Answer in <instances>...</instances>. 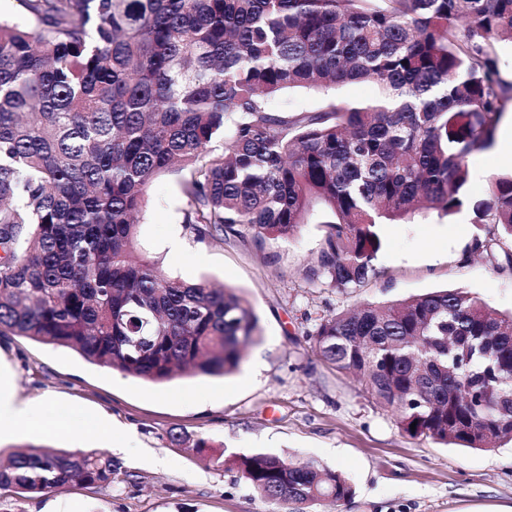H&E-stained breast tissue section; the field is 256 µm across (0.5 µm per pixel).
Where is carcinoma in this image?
I'll return each instance as SVG.
<instances>
[{
    "mask_svg": "<svg viewBox=\"0 0 512 512\" xmlns=\"http://www.w3.org/2000/svg\"><path fill=\"white\" fill-rule=\"evenodd\" d=\"M25 2L32 21L0 17V335L156 384L178 371L230 375L259 336L234 289L132 259L154 177L184 173V224L200 238L287 239L323 209L327 234L303 276L346 291L378 274L380 225L467 205L468 159L494 145L512 99L494 45L512 37V0ZM353 81L382 93L292 116L268 107L291 89ZM508 167L472 207L484 232L474 249H500L502 271ZM306 336L410 437L481 450L512 441V315L472 293L366 302ZM233 464L273 503L354 494L317 460ZM116 471L99 452L31 446L0 465V489L110 486Z\"/></svg>",
    "mask_w": 512,
    "mask_h": 512,
    "instance_id": "carcinoma-1",
    "label": "carcinoma"
}]
</instances>
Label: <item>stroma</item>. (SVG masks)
Listing matches in <instances>:
<instances>
[{
    "mask_svg": "<svg viewBox=\"0 0 512 512\" xmlns=\"http://www.w3.org/2000/svg\"><path fill=\"white\" fill-rule=\"evenodd\" d=\"M507 155L469 159L468 196L485 199ZM182 176H156L147 189L136 253L168 275L234 289L258 318L259 339L228 376L180 375L152 384L100 367L76 352L11 333L0 335V362L12 370L22 403L43 407L34 431L0 439V457L33 445L96 450L112 457V486L71 483L40 497L0 490V512H292L261 497L235 456L273 453L315 458L348 476L353 496L325 499L308 512H506L512 507V442L492 450L462 448L402 433L393 412L352 375L326 363L306 335L314 320L363 302L397 303L462 288L497 312H512V273L475 251L470 211L384 224L363 287L340 292L308 284L304 268L321 248L326 216L316 213L288 240L198 239L183 224ZM179 235L185 252L169 250ZM104 417L113 440L83 428ZM188 443H170V430ZM209 440L199 450L192 443Z\"/></svg>",
    "mask_w": 512,
    "mask_h": 512,
    "instance_id": "obj_1",
    "label": "stroma"
}]
</instances>
